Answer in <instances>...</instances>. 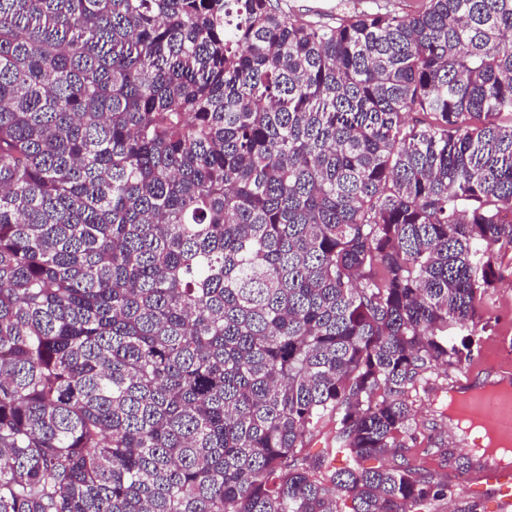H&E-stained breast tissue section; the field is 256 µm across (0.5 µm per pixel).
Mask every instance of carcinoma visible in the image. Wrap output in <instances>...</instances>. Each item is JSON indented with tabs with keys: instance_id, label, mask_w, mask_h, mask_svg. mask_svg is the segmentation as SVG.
<instances>
[{
	"instance_id": "carcinoma-1",
	"label": "carcinoma",
	"mask_w": 512,
	"mask_h": 512,
	"mask_svg": "<svg viewBox=\"0 0 512 512\" xmlns=\"http://www.w3.org/2000/svg\"><path fill=\"white\" fill-rule=\"evenodd\" d=\"M508 212L512 0H0V512L448 496L406 439ZM415 0H279L273 1L290 18L304 22L336 25L342 15L341 4L355 11L373 14L402 12L409 9Z\"/></svg>"
}]
</instances>
